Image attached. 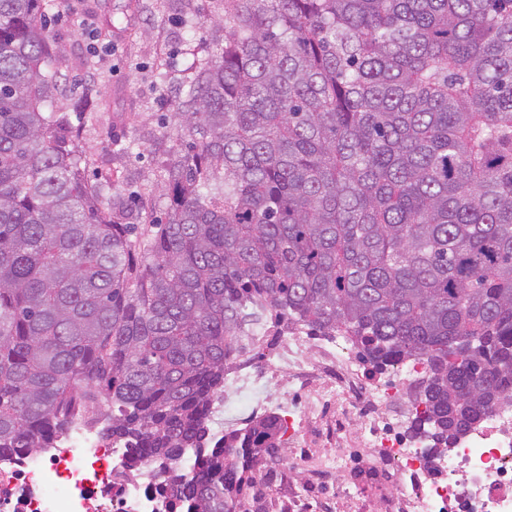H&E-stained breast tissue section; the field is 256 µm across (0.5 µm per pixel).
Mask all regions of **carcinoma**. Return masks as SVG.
Masks as SVG:
<instances>
[{
  "label": "carcinoma",
  "mask_w": 512,
  "mask_h": 512,
  "mask_svg": "<svg viewBox=\"0 0 512 512\" xmlns=\"http://www.w3.org/2000/svg\"><path fill=\"white\" fill-rule=\"evenodd\" d=\"M47 6L0 0V454L106 404L186 512H239L281 420H208L267 307L373 372L424 361L433 456L512 397V0H224L142 224L53 112Z\"/></svg>",
  "instance_id": "1"
}]
</instances>
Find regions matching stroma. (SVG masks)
Masks as SVG:
<instances>
[{
	"mask_svg": "<svg viewBox=\"0 0 512 512\" xmlns=\"http://www.w3.org/2000/svg\"><path fill=\"white\" fill-rule=\"evenodd\" d=\"M127 0H68L57 7L51 25L52 51L62 84L54 96L56 112L65 114L86 161L90 183L112 179L114 191L126 194L130 186L154 181L167 160L166 146L176 142L179 125L173 117V94L162 90L157 73L170 84L188 80L196 59L220 52L224 46V0H139L136 9H126ZM114 15L111 35L92 40L87 28L98 17ZM97 58V73H89L85 61ZM102 93L98 119L82 128L72 103L78 97ZM306 425L283 424L275 456L266 458L252 473V486L244 492L245 512H254L256 488L267 487L268 512H280L279 504L290 492L304 494L305 475L296 473L277 486L266 483V472L284 458L307 456L316 462H331L355 443L360 427L347 424L339 441L299 449ZM336 500L331 512H379L375 486L357 474L334 473Z\"/></svg>",
	"mask_w": 512,
	"mask_h": 512,
	"instance_id": "1",
	"label": "stroma"
}]
</instances>
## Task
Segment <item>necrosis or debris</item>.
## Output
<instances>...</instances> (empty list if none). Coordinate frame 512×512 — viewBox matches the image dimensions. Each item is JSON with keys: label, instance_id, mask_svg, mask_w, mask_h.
<instances>
[{"label": "necrosis or debris", "instance_id": "4bbe7bcc", "mask_svg": "<svg viewBox=\"0 0 512 512\" xmlns=\"http://www.w3.org/2000/svg\"><path fill=\"white\" fill-rule=\"evenodd\" d=\"M272 333L273 369L234 360L210 417L214 426L229 425L224 410L242 393L263 380L278 383L279 371L288 369L312 396L303 406L285 403L286 412L313 419L332 411L337 424L360 422L361 445L375 465L400 470L401 480L381 494L384 512H512V403L484 418L447 455L426 458L418 445L388 432L385 414L394 392L363 382L347 347L333 341L310 349L300 329L288 324L274 332L263 325L248 331L258 344ZM106 425L78 417L54 447L0 457V512H177L155 492L158 470L133 464Z\"/></svg>", "mask_w": 512, "mask_h": 512}]
</instances>
